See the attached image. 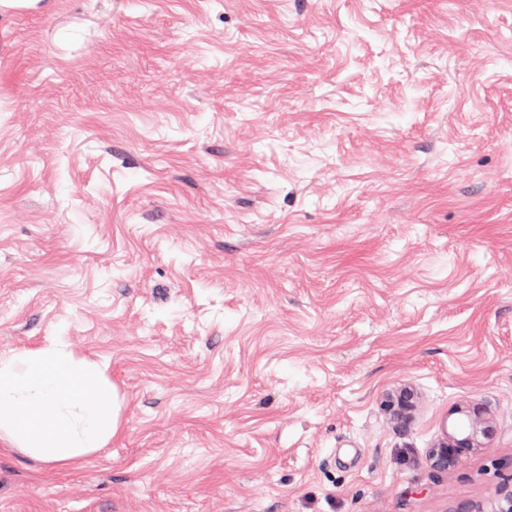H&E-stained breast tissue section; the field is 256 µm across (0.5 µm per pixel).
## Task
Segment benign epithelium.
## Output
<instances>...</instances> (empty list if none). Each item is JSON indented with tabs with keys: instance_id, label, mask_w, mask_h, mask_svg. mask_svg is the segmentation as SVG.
<instances>
[{
	"instance_id": "benign-epithelium-1",
	"label": "benign epithelium",
	"mask_w": 512,
	"mask_h": 512,
	"mask_svg": "<svg viewBox=\"0 0 512 512\" xmlns=\"http://www.w3.org/2000/svg\"><path fill=\"white\" fill-rule=\"evenodd\" d=\"M412 399L413 394L410 392L397 398L391 396L385 401V408L390 414L401 416L414 408ZM450 414L464 416L457 427V433L446 435L428 453L431 465L442 470L458 465L468 454L486 446L495 433L491 416L481 407H455ZM493 499L497 504L495 512H512V484L496 487Z\"/></svg>"
}]
</instances>
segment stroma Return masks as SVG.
Segmentation results:
<instances>
[{"mask_svg":"<svg viewBox=\"0 0 512 512\" xmlns=\"http://www.w3.org/2000/svg\"><path fill=\"white\" fill-rule=\"evenodd\" d=\"M53 341L121 429L68 469L1 451L0 512H490L512 0L0 12V353ZM476 403L493 439L432 468Z\"/></svg>","mask_w":512,"mask_h":512,"instance_id":"35a3bbf8","label":"stroma"}]
</instances>
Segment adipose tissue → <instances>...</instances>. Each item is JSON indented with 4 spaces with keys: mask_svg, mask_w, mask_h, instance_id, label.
<instances>
[{
    "mask_svg": "<svg viewBox=\"0 0 512 512\" xmlns=\"http://www.w3.org/2000/svg\"><path fill=\"white\" fill-rule=\"evenodd\" d=\"M118 426L99 364L54 344L0 354V448L67 467L104 448Z\"/></svg>",
    "mask_w": 512,
    "mask_h": 512,
    "instance_id": "obj_1",
    "label": "adipose tissue"
}]
</instances>
